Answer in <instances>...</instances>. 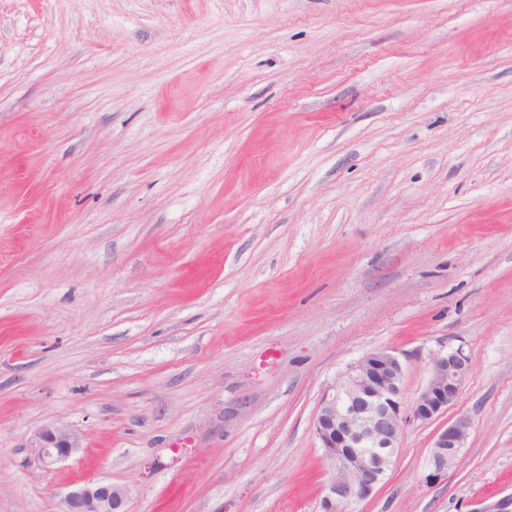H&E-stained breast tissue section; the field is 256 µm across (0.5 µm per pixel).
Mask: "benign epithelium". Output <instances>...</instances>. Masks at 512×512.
Segmentation results:
<instances>
[{"label": "benign epithelium", "mask_w": 512, "mask_h": 512, "mask_svg": "<svg viewBox=\"0 0 512 512\" xmlns=\"http://www.w3.org/2000/svg\"><path fill=\"white\" fill-rule=\"evenodd\" d=\"M470 372V360L459 350L435 357L425 387L407 405L404 366L395 352L375 350L350 364L324 391L313 422L329 465L323 512H342L344 504L370 497L391 468L404 427L448 411ZM469 428V420L459 418L438 431L429 451L435 473L455 465ZM31 447L38 465L48 468L77 453L80 441L65 425L48 422L36 429ZM125 503L124 488L89 481L69 487L58 512H124Z\"/></svg>", "instance_id": "benign-epithelium-1"}]
</instances>
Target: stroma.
<instances>
[{"mask_svg":"<svg viewBox=\"0 0 512 512\" xmlns=\"http://www.w3.org/2000/svg\"><path fill=\"white\" fill-rule=\"evenodd\" d=\"M378 349L472 371L346 512L512 496V0H0V512H322ZM470 422L467 418H459L442 428L435 435L429 451L431 465L435 474H442L453 467L458 459L461 448L468 436ZM31 448H36L35 460L41 468L64 461L77 453L79 438L65 425L48 422L36 429L31 439ZM126 490L102 481L70 486L62 495L58 512H124Z\"/></svg>","mask_w":512,"mask_h":512,"instance_id":"obj_1","label":"stroma"}]
</instances>
